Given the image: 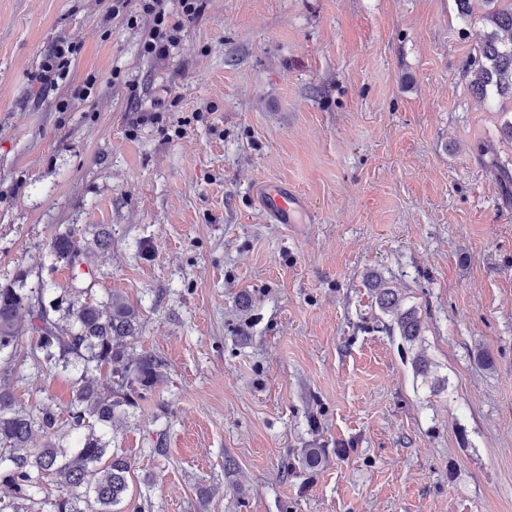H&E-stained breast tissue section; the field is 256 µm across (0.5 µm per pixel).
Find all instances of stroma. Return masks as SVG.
<instances>
[{
    "label": "stroma",
    "instance_id": "1",
    "mask_svg": "<svg viewBox=\"0 0 512 512\" xmlns=\"http://www.w3.org/2000/svg\"><path fill=\"white\" fill-rule=\"evenodd\" d=\"M484 9L206 0L156 58L112 0H0V286L119 295L166 364L112 420L123 512H512V101L470 90ZM266 181L311 223H274ZM71 229L78 260L50 255ZM74 380L12 386L64 410ZM75 49L70 44L59 42L43 58L37 80L47 88H56L59 81L67 78L70 72ZM263 211L277 224H299L308 210L306 201L295 190L280 182L261 184L255 190ZM380 307L390 312L401 338L406 342L415 343L422 333V320L413 309H402L398 296L389 288H382L378 297ZM395 326L393 328H395Z\"/></svg>",
    "mask_w": 512,
    "mask_h": 512
}]
</instances>
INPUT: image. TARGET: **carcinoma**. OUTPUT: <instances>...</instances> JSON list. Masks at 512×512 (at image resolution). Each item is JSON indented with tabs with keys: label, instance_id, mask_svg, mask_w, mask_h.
Wrapping results in <instances>:
<instances>
[{
	"label": "carcinoma",
	"instance_id": "obj_1",
	"mask_svg": "<svg viewBox=\"0 0 512 512\" xmlns=\"http://www.w3.org/2000/svg\"><path fill=\"white\" fill-rule=\"evenodd\" d=\"M483 2L491 30L479 34L467 63L471 89L483 99L512 98V7H496L499 0ZM50 251L71 260L79 256L74 232L56 236ZM45 292L39 288L34 303L23 289L0 286V364H6L0 370V470L11 492L0 512H20L17 502L32 501L45 481L72 490L52 503L53 512H119L129 490L131 461L112 447V416L122 406L135 405L139 391L154 387L163 378L164 364L148 351L131 354L138 312L119 296L103 303L59 295L46 303ZM378 301L393 315L401 338L415 343L422 333L417 312L402 308L389 288L381 289ZM26 335L30 342L24 350ZM21 356L49 373L82 366L66 419L50 400L31 409L19 404L10 364ZM36 431L46 442L31 448Z\"/></svg>",
	"mask_w": 512,
	"mask_h": 512
}]
</instances>
